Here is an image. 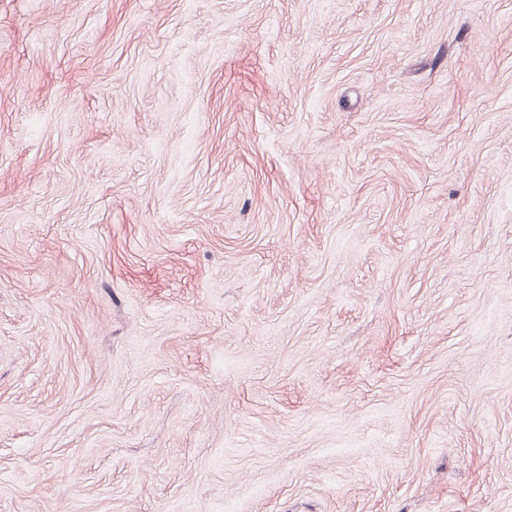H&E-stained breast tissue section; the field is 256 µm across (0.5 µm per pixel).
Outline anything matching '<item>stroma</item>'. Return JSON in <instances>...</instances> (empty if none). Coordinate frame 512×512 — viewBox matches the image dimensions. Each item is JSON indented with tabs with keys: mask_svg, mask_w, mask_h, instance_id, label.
<instances>
[{
	"mask_svg": "<svg viewBox=\"0 0 512 512\" xmlns=\"http://www.w3.org/2000/svg\"><path fill=\"white\" fill-rule=\"evenodd\" d=\"M0 512H512V0H0Z\"/></svg>",
	"mask_w": 512,
	"mask_h": 512,
	"instance_id": "stroma-1",
	"label": "stroma"
}]
</instances>
